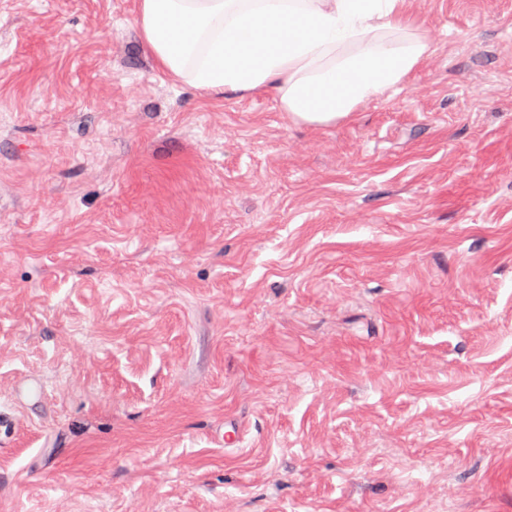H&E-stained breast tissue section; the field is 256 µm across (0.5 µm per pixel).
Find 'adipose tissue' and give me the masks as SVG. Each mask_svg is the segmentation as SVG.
<instances>
[{
    "label": "adipose tissue",
    "mask_w": 512,
    "mask_h": 512,
    "mask_svg": "<svg viewBox=\"0 0 512 512\" xmlns=\"http://www.w3.org/2000/svg\"><path fill=\"white\" fill-rule=\"evenodd\" d=\"M412 0H137L142 48L214 102L266 95L297 125L352 119L424 64Z\"/></svg>",
    "instance_id": "1"
}]
</instances>
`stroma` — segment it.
I'll list each match as a JSON object with an SVG mask.
<instances>
[{"mask_svg": "<svg viewBox=\"0 0 512 512\" xmlns=\"http://www.w3.org/2000/svg\"><path fill=\"white\" fill-rule=\"evenodd\" d=\"M135 16L0 0V512H512V0L321 127Z\"/></svg>", "mask_w": 512, "mask_h": 512, "instance_id": "stroma-1", "label": "stroma"}]
</instances>
